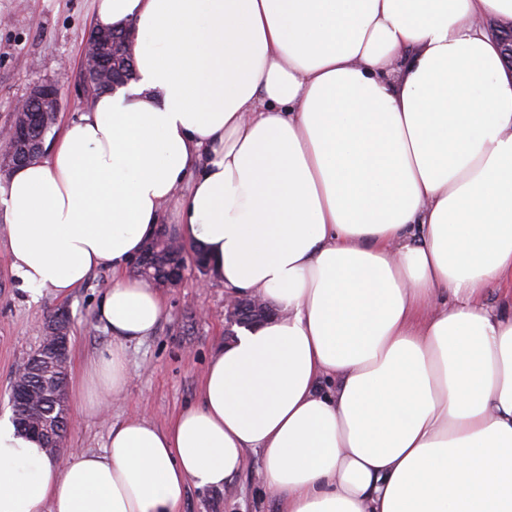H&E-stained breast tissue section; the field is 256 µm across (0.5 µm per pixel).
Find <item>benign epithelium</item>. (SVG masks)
Returning a JSON list of instances; mask_svg holds the SVG:
<instances>
[{
  "label": "benign epithelium",
  "mask_w": 512,
  "mask_h": 512,
  "mask_svg": "<svg viewBox=\"0 0 512 512\" xmlns=\"http://www.w3.org/2000/svg\"><path fill=\"white\" fill-rule=\"evenodd\" d=\"M137 38L136 29L133 27L123 31L115 40L111 39L109 32L102 29H93L86 38L82 65L79 77V89L81 94H86L91 84L98 85L101 90H115L125 85L124 77L118 73L119 67L115 58L111 57L106 49L110 43L121 45L127 55L133 54V48ZM61 105L60 90L52 82L38 84L31 88L29 93L20 98L14 105L13 112H27L30 115L29 127L17 130L14 126L0 129L1 142L26 143L24 160H29L43 151L45 140L29 142V131L33 127L42 126L46 116L56 118ZM154 264L153 251L146 250L134 261V268L142 274L148 284L155 287L174 288L183 278V264L172 265L166 271L163 278L154 279L151 268ZM272 314L271 307L260 298L238 297L229 295L224 300V335H234L233 327L253 326L254 324L269 318ZM58 316L49 317L43 326L42 344L36 358L53 360L61 367L68 363V335L69 331L55 329V321Z\"/></svg>",
  "instance_id": "1"
}]
</instances>
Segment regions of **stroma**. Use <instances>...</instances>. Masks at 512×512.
I'll return each mask as SVG.
<instances>
[{
    "label": "stroma",
    "instance_id": "stroma-1",
    "mask_svg": "<svg viewBox=\"0 0 512 512\" xmlns=\"http://www.w3.org/2000/svg\"><path fill=\"white\" fill-rule=\"evenodd\" d=\"M93 12L94 0H0V128L10 123L15 100L40 82L57 84L61 93V109L46 145H53L60 131L86 109L78 83ZM200 277L190 264L180 287L161 289L165 311L155 332L129 347L131 382L126 392L102 412L86 415L77 386L87 363L111 341L93 316L113 282L111 271L92 273L67 296H46L34 303L20 291L0 246V415L11 409L13 373L38 347L43 321L62 310L71 321L68 407L75 420L66 447L100 450L112 425L135 416L167 427L197 403L206 364L224 343L228 290L215 277L206 289H199ZM261 465V455L249 453L227 492L189 487L182 512H281L258 479Z\"/></svg>",
    "mask_w": 512,
    "mask_h": 512
}]
</instances>
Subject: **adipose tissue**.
<instances>
[{"label": "adipose tissue", "mask_w": 512, "mask_h": 512, "mask_svg": "<svg viewBox=\"0 0 512 512\" xmlns=\"http://www.w3.org/2000/svg\"><path fill=\"white\" fill-rule=\"evenodd\" d=\"M512 0H95L136 79L0 186L20 289L95 270L111 343L80 399L130 382L163 302L127 264L173 235L279 314L207 363L197 404L51 458L0 418V512H181L263 457L281 512H512Z\"/></svg>", "instance_id": "obj_1"}]
</instances>
